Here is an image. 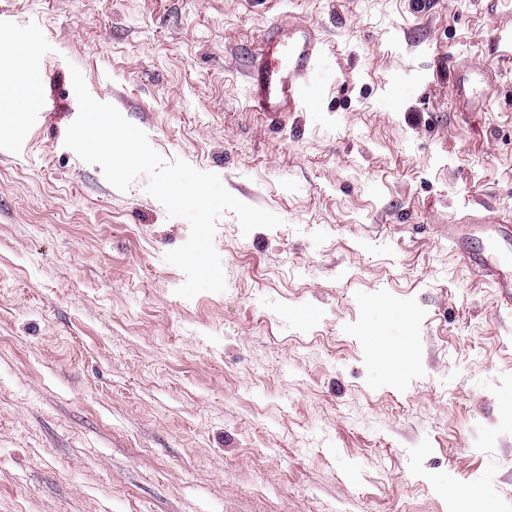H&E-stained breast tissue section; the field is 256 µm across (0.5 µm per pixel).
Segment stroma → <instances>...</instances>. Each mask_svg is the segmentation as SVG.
I'll return each mask as SVG.
<instances>
[{
	"mask_svg": "<svg viewBox=\"0 0 512 512\" xmlns=\"http://www.w3.org/2000/svg\"><path fill=\"white\" fill-rule=\"evenodd\" d=\"M0 0L40 78L0 110V512H512V307L448 245L512 220V9L479 0ZM334 48L320 99L249 108L267 25ZM496 72L461 112L455 61ZM166 160L282 220L214 245L65 145L71 68ZM300 311L310 320L297 319Z\"/></svg>",
	"mask_w": 512,
	"mask_h": 512,
	"instance_id": "1",
	"label": "stroma"
}]
</instances>
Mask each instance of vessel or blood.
<instances>
[{
	"label": "vessel or blood",
	"mask_w": 512,
	"mask_h": 512,
	"mask_svg": "<svg viewBox=\"0 0 512 512\" xmlns=\"http://www.w3.org/2000/svg\"><path fill=\"white\" fill-rule=\"evenodd\" d=\"M335 70V54L317 38L310 25L277 18L268 25L247 68L248 95L255 112H292L304 98L315 96L326 75ZM495 74L461 60L455 65L453 89L467 111L487 110ZM448 239L461 249L468 266L498 288L512 305V276L503 272L512 254L473 246L465 227L452 224Z\"/></svg>",
	"instance_id": "obj_1"
}]
</instances>
